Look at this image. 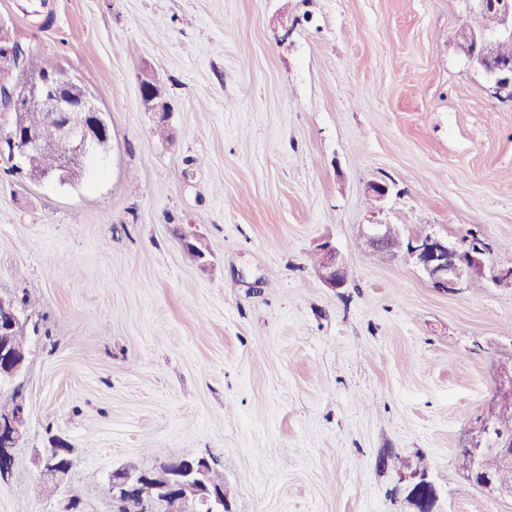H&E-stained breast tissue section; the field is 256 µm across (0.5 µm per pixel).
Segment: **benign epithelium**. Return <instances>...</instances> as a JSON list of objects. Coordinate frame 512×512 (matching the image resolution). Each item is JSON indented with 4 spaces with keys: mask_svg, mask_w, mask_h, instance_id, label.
I'll return each mask as SVG.
<instances>
[{
    "mask_svg": "<svg viewBox=\"0 0 512 512\" xmlns=\"http://www.w3.org/2000/svg\"><path fill=\"white\" fill-rule=\"evenodd\" d=\"M466 11L494 15L497 26L489 31H475L464 24L454 31L452 39L464 56L485 77L492 94L503 102L512 103V60L502 57L499 43L512 35V0H466ZM30 56L13 42L0 41V115L7 117L8 133L0 136V156L7 158L13 172L22 174L29 157L38 155L50 164L51 180L63 184L68 175L81 168L87 155L101 149L111 137L110 124L96 103V96L78 80L61 71H52L40 81L22 85L16 75L30 68ZM140 94L145 110L169 118L171 107L162 90L151 82L148 74L140 78ZM37 106L46 113L49 124L58 137L70 141L74 152L66 157L54 154L52 143L40 133L15 122L16 115ZM366 244L375 251L393 249L399 234L390 224H370L364 235ZM323 281L332 288L341 287L348 276L347 262L329 240L317 248ZM405 253L433 282L435 287L451 293L466 284L473 270L485 267L486 249L475 243L459 249L448 238L424 233L411 238ZM31 317L16 306L15 298L0 296V384L13 388L24 386L29 351L12 342L15 329L28 324ZM512 410V377L501 375L496 392L487 408L479 416V426L467 443L458 449L465 457V478L494 498H512V486L501 484L483 470V459L497 457L501 467H512V437L498 431L493 422L500 412ZM25 410L0 413V481L13 473L14 450L25 433ZM41 480L66 484L64 473L52 452H44L35 459ZM218 468V460L209 456L184 457L164 461L142 470V474L116 468L112 471V497L123 496L137 502L135 512H152L155 502L164 505V512H185V499L173 492L175 488L191 487L208 506L209 512H230L224 495L212 490L208 475ZM412 499L417 512H433L435 489L428 474H412Z\"/></svg>",
    "mask_w": 512,
    "mask_h": 512,
    "instance_id": "obj_1",
    "label": "benign epithelium"
}]
</instances>
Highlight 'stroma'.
<instances>
[{"label": "stroma", "mask_w": 512, "mask_h": 512, "mask_svg": "<svg viewBox=\"0 0 512 512\" xmlns=\"http://www.w3.org/2000/svg\"><path fill=\"white\" fill-rule=\"evenodd\" d=\"M0 18L112 128L72 184L0 160V293L39 301L0 512H63L34 465L56 437L82 512H112L113 469L152 448L216 457L231 512H415L423 461L434 512H512L458 457L512 360V288L491 280L512 267V104L451 41L462 0H0ZM376 223L476 233L488 277L451 293L377 260ZM326 240L340 288L313 267ZM140 94L143 105L147 112H155L158 115L157 121L168 120L171 107L165 98V94L151 82L150 76L144 72L140 78ZM321 265L319 270L323 281L332 288L341 287L348 276L347 262L331 241H324L317 248Z\"/></svg>", "instance_id": "35a3bbf8"}]
</instances>
